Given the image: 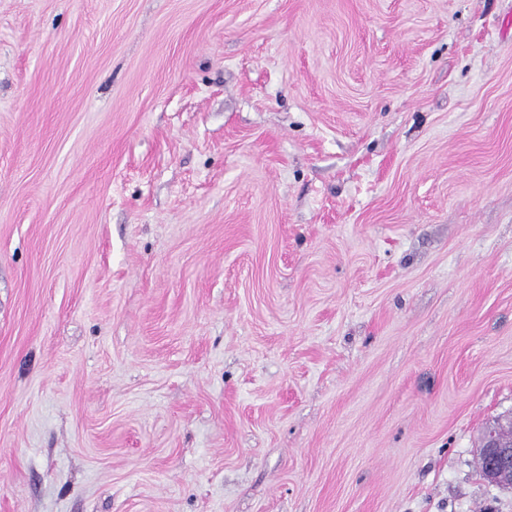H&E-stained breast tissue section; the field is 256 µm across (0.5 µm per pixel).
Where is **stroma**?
<instances>
[{
    "label": "stroma",
    "instance_id": "obj_1",
    "mask_svg": "<svg viewBox=\"0 0 512 512\" xmlns=\"http://www.w3.org/2000/svg\"><path fill=\"white\" fill-rule=\"evenodd\" d=\"M512 0H0V512H512ZM482 478L498 487L512 489V417L489 424L482 436Z\"/></svg>",
    "mask_w": 512,
    "mask_h": 512
}]
</instances>
